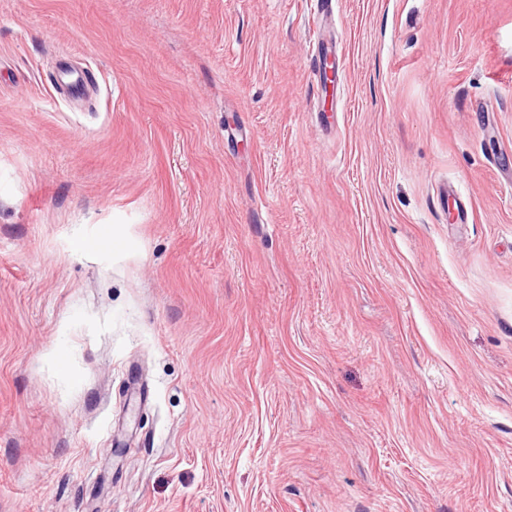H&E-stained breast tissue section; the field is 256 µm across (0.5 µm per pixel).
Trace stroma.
Masks as SVG:
<instances>
[{
	"label": "stroma",
	"mask_w": 512,
	"mask_h": 512,
	"mask_svg": "<svg viewBox=\"0 0 512 512\" xmlns=\"http://www.w3.org/2000/svg\"><path fill=\"white\" fill-rule=\"evenodd\" d=\"M333 8L0 0V512H512V0Z\"/></svg>",
	"instance_id": "1"
}]
</instances>
